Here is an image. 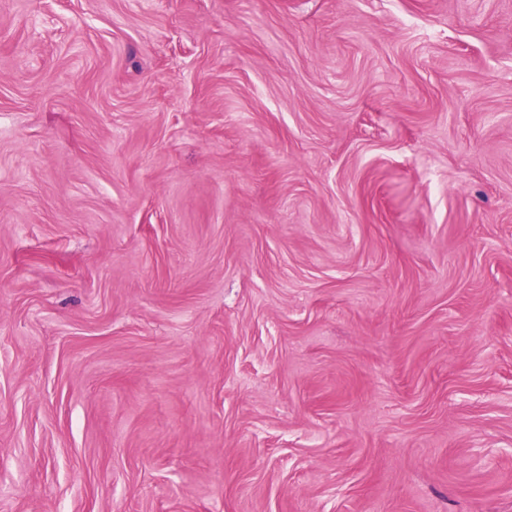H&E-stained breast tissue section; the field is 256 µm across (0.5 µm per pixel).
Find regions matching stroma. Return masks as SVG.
<instances>
[{
    "label": "stroma",
    "mask_w": 512,
    "mask_h": 512,
    "mask_svg": "<svg viewBox=\"0 0 512 512\" xmlns=\"http://www.w3.org/2000/svg\"><path fill=\"white\" fill-rule=\"evenodd\" d=\"M0 512H512V0H0Z\"/></svg>",
    "instance_id": "1"
}]
</instances>
